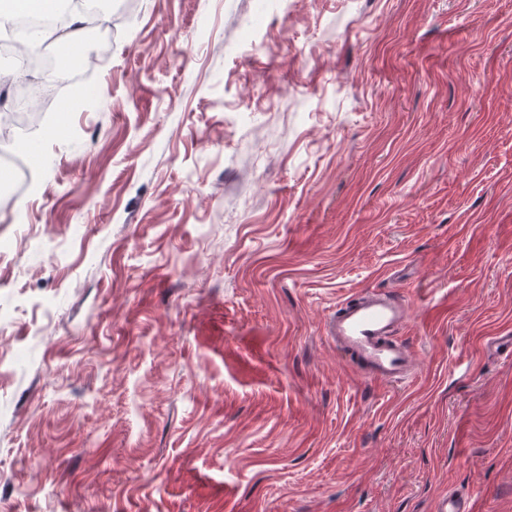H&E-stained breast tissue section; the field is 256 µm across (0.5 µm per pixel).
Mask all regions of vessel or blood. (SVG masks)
<instances>
[{"instance_id": "1", "label": "vessel or blood", "mask_w": 512, "mask_h": 512, "mask_svg": "<svg viewBox=\"0 0 512 512\" xmlns=\"http://www.w3.org/2000/svg\"><path fill=\"white\" fill-rule=\"evenodd\" d=\"M411 305L396 290H360L340 300L324 331L336 352L366 380L383 384L407 381L413 353L397 335L410 318ZM436 512H474L470 496L448 493Z\"/></svg>"}]
</instances>
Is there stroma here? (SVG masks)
<instances>
[{"mask_svg": "<svg viewBox=\"0 0 512 512\" xmlns=\"http://www.w3.org/2000/svg\"><path fill=\"white\" fill-rule=\"evenodd\" d=\"M0 209V508L512 512V0H102ZM397 289L415 376L336 301ZM411 305L398 290H360L336 303L324 333L336 352L366 380L407 381L412 373L410 346L395 339L410 318ZM435 512H474V506L470 496L448 493L439 498Z\"/></svg>", "mask_w": 512, "mask_h": 512, "instance_id": "35a3bbf8", "label": "stroma"}]
</instances>
